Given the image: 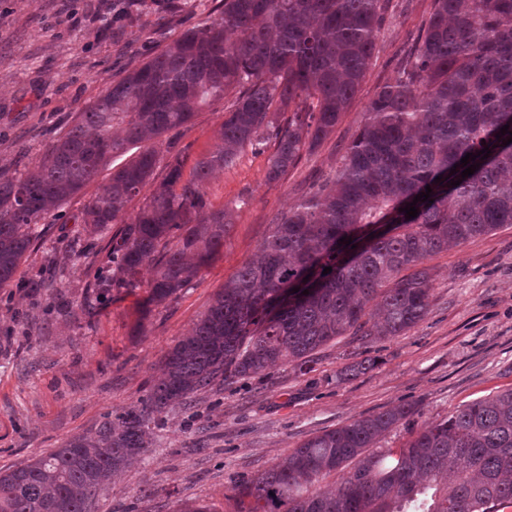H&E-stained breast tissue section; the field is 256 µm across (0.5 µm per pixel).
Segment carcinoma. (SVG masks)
Returning a JSON list of instances; mask_svg holds the SVG:
<instances>
[{"mask_svg": "<svg viewBox=\"0 0 512 512\" xmlns=\"http://www.w3.org/2000/svg\"><path fill=\"white\" fill-rule=\"evenodd\" d=\"M387 3L224 0L220 19L112 82L36 165L0 180V288L32 246L31 226L114 156L134 151L81 213L93 233L150 182L160 138L230 95L218 149L197 159L188 179L189 148L169 153L167 176L109 241L112 277L94 283L127 288L150 265V300L177 298L233 224L231 212L210 209L209 180L245 147L272 139L267 178L275 181L333 133L372 65ZM511 137L512 0H433L334 176L274 217L255 256L166 353L141 405L0 470V512H91L103 486L149 447L148 423L167 408L279 362L305 371L315 350L348 332L376 343L418 325L430 307L424 260L512 224ZM486 147L489 157L461 178V159ZM428 187L432 201L417 202L418 215L406 219L401 209ZM372 367L354 361L339 377ZM412 412L395 405L305 440L243 481L244 512H498L512 501V389L459 408L401 448H378ZM350 464L339 485L315 489Z\"/></svg>", "mask_w": 512, "mask_h": 512, "instance_id": "carcinoma-1", "label": "carcinoma"}]
</instances>
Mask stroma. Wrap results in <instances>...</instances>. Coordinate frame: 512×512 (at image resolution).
I'll list each match as a JSON object with an SVG mask.
<instances>
[{
    "label": "stroma",
    "instance_id": "obj_1",
    "mask_svg": "<svg viewBox=\"0 0 512 512\" xmlns=\"http://www.w3.org/2000/svg\"><path fill=\"white\" fill-rule=\"evenodd\" d=\"M140 0L112 17V0H0V171L33 166L126 70L186 30L220 18L221 0ZM433 0H390L376 56L335 131L279 180L275 150L240 151L206 186L209 204L233 214L224 245L173 301H149L151 269L133 288H95L112 268L107 243L146 201L133 197L107 229L77 221L106 183L99 176L42 218L38 239L0 288V470L13 469L96 431L138 406L166 352L209 308L225 282L257 253L274 216L309 197L336 171L367 121L396 56L418 36ZM223 104L196 113L179 143L191 158L212 153ZM430 308L408 332L366 344L341 336L317 349L309 371L285 362L219 390L198 393L152 425L145 460L115 476L92 512H178L200 502L239 512V482L271 468L304 440L406 402L411 416L379 445L399 448L462 405L512 388V225L429 256ZM375 366L351 380L349 362Z\"/></svg>",
    "mask_w": 512,
    "mask_h": 512
}]
</instances>
